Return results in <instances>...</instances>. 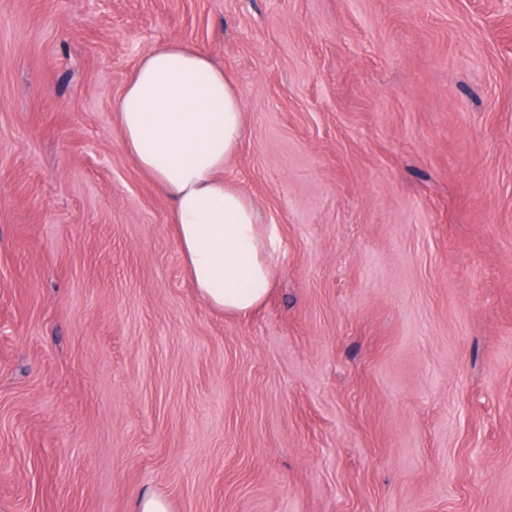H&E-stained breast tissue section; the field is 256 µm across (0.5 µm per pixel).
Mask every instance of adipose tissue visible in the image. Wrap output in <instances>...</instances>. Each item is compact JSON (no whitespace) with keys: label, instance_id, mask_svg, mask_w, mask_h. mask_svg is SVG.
I'll use <instances>...</instances> for the list:
<instances>
[{"label":"adipose tissue","instance_id":"adipose-tissue-1","mask_svg":"<svg viewBox=\"0 0 512 512\" xmlns=\"http://www.w3.org/2000/svg\"><path fill=\"white\" fill-rule=\"evenodd\" d=\"M115 110L125 148L170 206L198 296L227 315L260 308L278 237L252 198L224 179L245 112L223 65L178 40L157 45L139 59Z\"/></svg>","mask_w":512,"mask_h":512}]
</instances>
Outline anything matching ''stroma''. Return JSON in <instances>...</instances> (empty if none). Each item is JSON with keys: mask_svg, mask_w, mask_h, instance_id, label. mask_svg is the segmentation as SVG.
<instances>
[{"mask_svg": "<svg viewBox=\"0 0 512 512\" xmlns=\"http://www.w3.org/2000/svg\"><path fill=\"white\" fill-rule=\"evenodd\" d=\"M179 39L281 247L200 300L114 104ZM512 512V0H0V512ZM132 512H173V507L165 496L148 492L135 500Z\"/></svg>", "mask_w": 512, "mask_h": 512, "instance_id": "obj_1", "label": "stroma"}]
</instances>
